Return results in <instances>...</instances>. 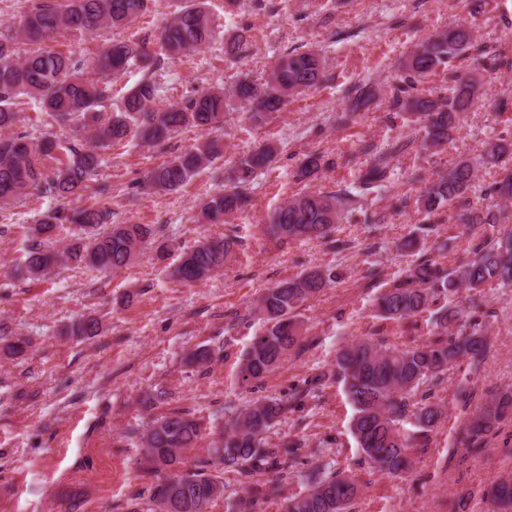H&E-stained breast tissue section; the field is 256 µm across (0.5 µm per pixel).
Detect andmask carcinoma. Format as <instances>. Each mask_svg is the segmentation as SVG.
Here are the masks:
<instances>
[{
  "instance_id": "obj_1",
  "label": "carcinoma",
  "mask_w": 512,
  "mask_h": 512,
  "mask_svg": "<svg viewBox=\"0 0 512 512\" xmlns=\"http://www.w3.org/2000/svg\"><path fill=\"white\" fill-rule=\"evenodd\" d=\"M148 0H39L13 30L0 32V209L32 194L57 201L72 200L96 177L105 164L103 151L137 140L156 146L187 127L219 129L229 97L220 87H207L187 100L163 102L161 93L168 72L146 43L131 37L114 40L92 58H76L62 52L33 50L19 56L17 45L36 44L63 31L92 34L101 28H124L147 9ZM213 38V17L207 0H178L172 19L161 24L158 34L164 56L179 60ZM474 49L472 28L460 21L436 32L406 55L402 85L390 102L396 117L423 131L421 147L448 143L461 129V117L480 95L481 86L468 73L450 69L453 61L469 58ZM134 67L142 79L119 102H112V81ZM325 60L314 50L289 52L264 82L241 78L233 95L248 105L250 120L264 121L282 111L294 93L311 88L324 77ZM448 72L447 92H422L424 79ZM37 103L51 130L39 138L26 133L3 134L20 123L17 99ZM374 97L366 83L354 87L353 109L364 108ZM68 127L73 137L61 139L54 129ZM401 140L388 151L375 153L358 176L332 192H299L278 205L266 233L273 239L313 240L331 235L352 211L372 203L394 184V158L406 151ZM65 160L49 166L57 151ZM512 153V146L496 139L487 141L482 154L461 158L437 176L415 200L417 211L435 225L458 224L466 230L481 226L497 229L473 251V258L445 269L417 251L418 238L406 247L415 259L375 299L379 318L393 323L416 321L432 312L428 337L410 347L387 346L376 339H361L336 351L333 376L343 385L352 408L351 434L364 461L376 473L397 475L407 471L413 455L426 447L428 435L440 423L439 404L425 395L428 387L444 380L448 367L459 360L478 371L484 362L488 340L479 317L461 306L463 295L475 296L489 285H512V228L504 229L508 216L501 204H477L471 200L477 173L496 166ZM277 149L267 144L240 154L224 174V189L205 196L198 206L203 224H220L224 218L246 210L257 176L268 169ZM224 157L220 139H208L151 167L141 187L170 194ZM324 166L318 153L305 155L299 172L303 179L318 177ZM502 201L512 200V170L493 186ZM108 213L98 207L69 208L64 204L46 211L29 227L24 262L17 276L39 280L59 263H78L99 272H117L152 247L158 256L175 247L158 239L152 224H109ZM69 235L64 250L55 249L61 233ZM236 241L205 237L179 252L172 275L181 283H200L224 267ZM332 270L314 268L283 279L264 290L252 315L263 325L237 366L236 383L247 387L275 371L301 345L299 311L310 299L335 283ZM101 322L88 315L71 325L72 335L89 339L98 335ZM309 392L297 391L286 399L263 398L239 407L224 406L223 437L211 448L210 460L179 475L159 477L167 467L180 463L182 453L193 447L200 422L183 410H173L148 424L140 438L141 476L157 479L151 497H135L128 512H210L224 496L226 472L249 478L260 471L273 472L280 481L294 467L302 440H288L272 448L269 431L285 413ZM512 410V392H504L479 407L468 424L470 444L480 442L499 418ZM300 491L284 497L282 512H350L360 485L356 479L330 464L300 471ZM489 496L498 508H512V477L496 479ZM266 493L259 487L230 505L231 512H255Z\"/></svg>"
}]
</instances>
